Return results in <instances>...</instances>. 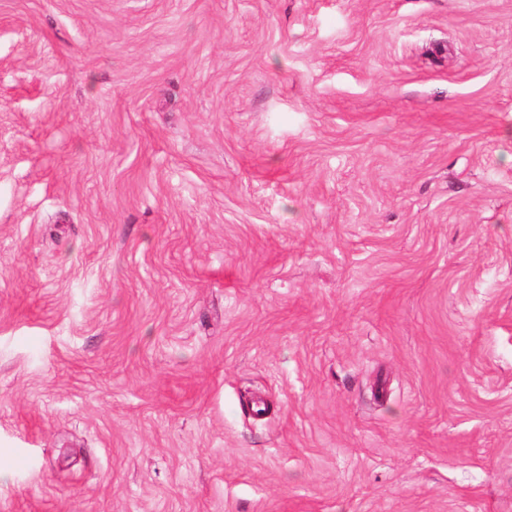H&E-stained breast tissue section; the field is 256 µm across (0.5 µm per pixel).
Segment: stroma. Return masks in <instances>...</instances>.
Masks as SVG:
<instances>
[{
    "mask_svg": "<svg viewBox=\"0 0 512 512\" xmlns=\"http://www.w3.org/2000/svg\"><path fill=\"white\" fill-rule=\"evenodd\" d=\"M0 512H512V0H0Z\"/></svg>",
    "mask_w": 512,
    "mask_h": 512,
    "instance_id": "1",
    "label": "stroma"
}]
</instances>
